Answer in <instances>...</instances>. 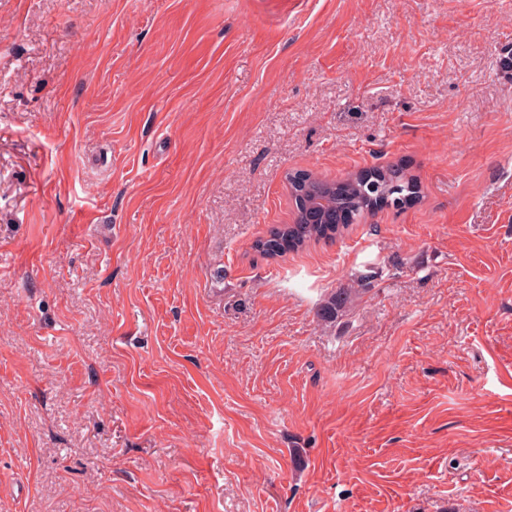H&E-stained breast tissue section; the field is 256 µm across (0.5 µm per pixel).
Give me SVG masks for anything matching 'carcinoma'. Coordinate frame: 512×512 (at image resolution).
<instances>
[{
	"label": "carcinoma",
	"instance_id": "carcinoma-1",
	"mask_svg": "<svg viewBox=\"0 0 512 512\" xmlns=\"http://www.w3.org/2000/svg\"><path fill=\"white\" fill-rule=\"evenodd\" d=\"M295 191L296 208L308 211L315 203L348 211L359 219L375 210L392 204L399 206L418 194L414 178L395 167L376 168L370 178L355 177L344 181H328L312 176L302 178V185L291 181ZM343 224H281L266 238L256 241L254 248L261 255L276 258L303 248L311 241L333 240L343 233ZM351 290L332 293L322 309L325 319L336 318V313L349 302Z\"/></svg>",
	"mask_w": 512,
	"mask_h": 512
}]
</instances>
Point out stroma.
<instances>
[{
	"mask_svg": "<svg viewBox=\"0 0 512 512\" xmlns=\"http://www.w3.org/2000/svg\"><path fill=\"white\" fill-rule=\"evenodd\" d=\"M510 42L512 0H0V512H512ZM387 166L418 198L254 250L289 177Z\"/></svg>",
	"mask_w": 512,
	"mask_h": 512,
	"instance_id": "1",
	"label": "stroma"
}]
</instances>
